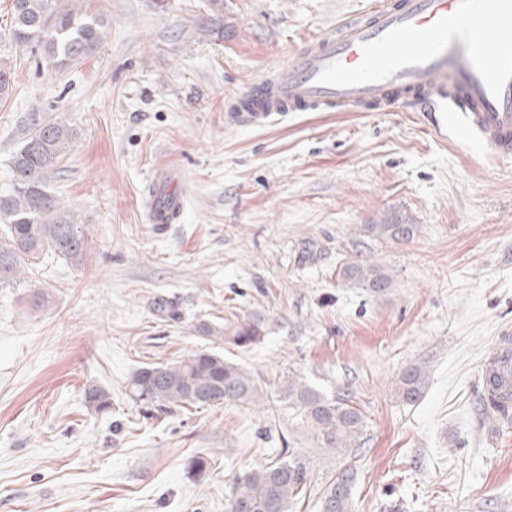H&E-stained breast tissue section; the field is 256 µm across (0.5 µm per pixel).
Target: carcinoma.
<instances>
[{"instance_id":"carcinoma-1","label":"carcinoma","mask_w":512,"mask_h":512,"mask_svg":"<svg viewBox=\"0 0 512 512\" xmlns=\"http://www.w3.org/2000/svg\"><path fill=\"white\" fill-rule=\"evenodd\" d=\"M10 39L14 45L40 51L45 66L60 70L94 55L107 35L103 13L92 12L74 0H11ZM27 131L20 147L9 158L11 187L0 192V285L21 281L30 260L52 254L73 266H81L87 239L76 217L60 197L47 187V175L66 156L73 139L63 121L43 118L42 126L26 119ZM366 236L403 242L414 236V225L391 215L376 224H363ZM346 285L383 293L393 279L380 264L360 259L340 266ZM263 320L252 318L233 331L231 340L248 348L260 340ZM429 378L428 361L418 359L399 373L395 394L401 402L415 404L423 396ZM128 388L139 401L165 408H202L222 404L255 406L262 386L241 365L209 351H195L172 363H148L131 376ZM280 401L296 411L317 447L346 452L356 447L364 431V416L351 400L328 396L300 377L288 378ZM483 406L491 417L512 422V392L502 390L498 376L485 372ZM83 404L95 414L112 407L104 388L90 384L83 389ZM354 468L344 465L323 486L320 506L328 512H354ZM311 486L310 465L296 448L279 449L272 460L250 467L235 477L229 512H293Z\"/></svg>"}]
</instances>
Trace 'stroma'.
Instances as JSON below:
<instances>
[{"mask_svg":"<svg viewBox=\"0 0 512 512\" xmlns=\"http://www.w3.org/2000/svg\"><path fill=\"white\" fill-rule=\"evenodd\" d=\"M370 3L224 0L217 37L208 0H86L107 36L54 71L10 42L0 0V60L15 71L0 190L29 112L67 122L71 149L48 184L88 238L83 266L44 259L0 285V512H226L234 472L287 444L309 456L316 489L351 464L356 512H512V425L481 402L483 365L512 332V161L434 135L423 112L224 121L233 97ZM166 161L185 210L150 224L145 186ZM391 214L411 240L359 233ZM356 258L385 267L391 288L342 284ZM254 314L265 337L239 349L232 331ZM202 349L248 369L263 402L160 412L126 393L138 367ZM420 357L428 386L406 405L396 378ZM292 374L360 408L359 447L314 448L278 400ZM88 384L111 391L107 414L84 407Z\"/></svg>","mask_w":512,"mask_h":512,"instance_id":"1","label":"stroma"}]
</instances>
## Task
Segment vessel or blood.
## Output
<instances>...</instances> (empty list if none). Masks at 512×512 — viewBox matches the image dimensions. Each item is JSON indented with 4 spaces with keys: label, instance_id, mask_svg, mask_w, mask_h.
I'll use <instances>...</instances> for the list:
<instances>
[{
    "label": "vessel or blood",
    "instance_id": "obj_1",
    "mask_svg": "<svg viewBox=\"0 0 512 512\" xmlns=\"http://www.w3.org/2000/svg\"><path fill=\"white\" fill-rule=\"evenodd\" d=\"M338 108L425 112L438 133L458 112L492 158L512 157V0H374L286 57L226 120L261 128L294 112ZM147 200L149 223L180 219L185 202L172 167L155 169ZM485 365L512 386L505 338Z\"/></svg>",
    "mask_w": 512,
    "mask_h": 512
}]
</instances>
